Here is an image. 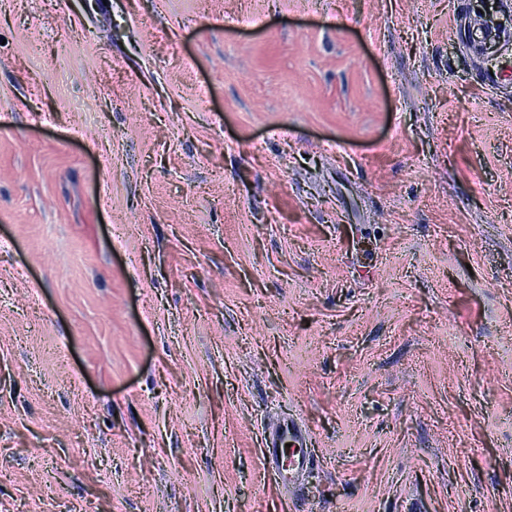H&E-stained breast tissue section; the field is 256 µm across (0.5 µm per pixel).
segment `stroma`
<instances>
[{
	"mask_svg": "<svg viewBox=\"0 0 512 512\" xmlns=\"http://www.w3.org/2000/svg\"><path fill=\"white\" fill-rule=\"evenodd\" d=\"M486 2L0 0V512H512ZM261 442L265 469L283 487L297 484L313 465L311 438L290 415L263 432ZM287 443L292 446L285 447Z\"/></svg>",
	"mask_w": 512,
	"mask_h": 512,
	"instance_id": "obj_1",
	"label": "stroma"
}]
</instances>
